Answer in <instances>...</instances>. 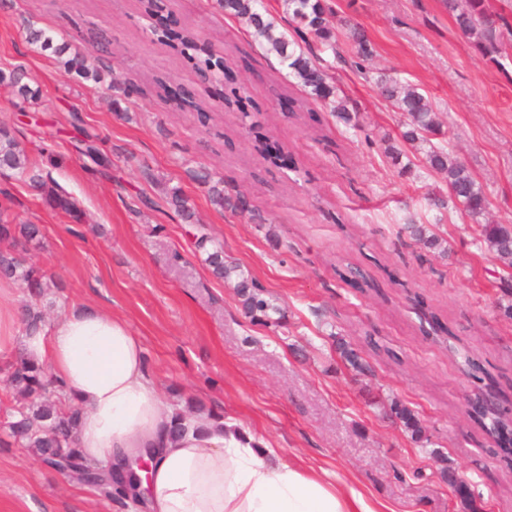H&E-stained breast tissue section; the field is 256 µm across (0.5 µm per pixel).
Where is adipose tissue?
Here are the masks:
<instances>
[{"instance_id":"obj_1","label":"adipose tissue","mask_w":512,"mask_h":512,"mask_svg":"<svg viewBox=\"0 0 512 512\" xmlns=\"http://www.w3.org/2000/svg\"><path fill=\"white\" fill-rule=\"evenodd\" d=\"M13 282L0 283V355L23 341L84 409L78 446L106 467L144 456V512H371L322 478L290 464L238 423L191 415L172 435L175 408L146 369L143 346L126 319L86 305L49 329L21 337Z\"/></svg>"}]
</instances>
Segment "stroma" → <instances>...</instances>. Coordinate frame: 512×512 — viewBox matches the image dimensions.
I'll list each match as a JSON object with an SVG mask.
<instances>
[{"mask_svg":"<svg viewBox=\"0 0 512 512\" xmlns=\"http://www.w3.org/2000/svg\"><path fill=\"white\" fill-rule=\"evenodd\" d=\"M326 4L358 24L375 53L364 74L320 55L347 123L316 103L285 111L300 96L294 78L216 0H158L152 15L140 0H0V69L24 68L37 92L25 101L0 86V129L78 210L51 209L0 169V219L42 227L24 256L48 287L17 302L48 326L83 304L125 317L165 402L239 423L373 512H512V466L463 413L477 386L455 354L473 349L512 404V320L500 312L512 303V269L481 246L442 176L404 148L406 118L375 85L385 74L419 88L440 114L437 145L483 186L489 221L512 224V35L492 61L443 0ZM30 23L87 55L100 82L64 73L27 44ZM162 23L223 55L229 74L210 76L158 42ZM168 84L192 92V106L168 98ZM86 137L94 156L76 149ZM202 166L252 212L215 209L196 178ZM174 188L281 309L280 323L253 320L212 274L167 203ZM434 196L447 207L432 206ZM411 223L439 227L447 258L412 241ZM350 266L373 288L342 280ZM425 311L448 333H430ZM337 333L359 349L362 371L337 354ZM382 397L411 409L427 442L383 414ZM4 437L0 512H115L96 487ZM446 467L468 482L472 506L441 481Z\"/></svg>","mask_w":512,"mask_h":512,"instance_id":"obj_1","label":"stroma"}]
</instances>
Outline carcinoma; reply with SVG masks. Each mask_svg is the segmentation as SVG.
<instances>
[{
    "label": "carcinoma",
    "instance_id": "obj_1",
    "mask_svg": "<svg viewBox=\"0 0 512 512\" xmlns=\"http://www.w3.org/2000/svg\"><path fill=\"white\" fill-rule=\"evenodd\" d=\"M448 10L455 14L456 24L463 34L475 39L478 50L491 57L500 54L503 44L502 26L489 10L488 0H444ZM224 15L243 20L251 29V35L260 40L266 53L273 54L285 64L290 75L296 80L308 98L333 112L344 122H349V109L344 99L338 97L333 77L320 64L316 50L322 48L333 54H339V45L333 38L328 19L325 0H282L284 23H279L267 12L262 0H217ZM293 31H288V26ZM345 30V37L351 43L353 56L366 62L373 56L374 50L365 39L360 28L346 21L338 22ZM27 42L35 49L52 51L65 72L83 79H96L97 71L88 63L86 56L71 51L63 42L55 43L54 36L42 28L33 25L27 27ZM24 75L16 70H0V84H6L22 97L32 95L28 84L23 82ZM382 94L399 112L410 118L408 128L402 138L416 150L423 153L428 167L445 176L453 199L474 220L483 217L490 201L482 186L467 167L451 158L442 147L432 143L431 137L440 133L437 113L430 103L418 92V89L400 84L398 81L382 76L378 80ZM0 169L16 172L31 186L42 190L46 188L40 173L32 166L27 154L9 133L0 129ZM199 178L209 184V200L217 209H224V181L211 182L207 172ZM47 203L55 209L68 214L75 211V203L64 191L50 190L46 194ZM168 203L181 216L190 222L193 212L187 200L179 190H173ZM409 236L415 242L429 249L446 252L442 242L435 234L427 233L423 225L411 224L407 227ZM40 234L36 224H0V237L15 244L23 239L35 240ZM483 242L487 250L499 261L512 267V225H482ZM206 262L214 276L233 284L246 312L252 318L270 322L279 309L265 297L263 288L246 273L240 265L224 260V249L219 244L212 245L207 253ZM0 274L20 282L29 295L39 297L47 284L43 271L33 263L18 258L12 251H0ZM336 351L352 368H363L362 358L344 339H336ZM468 375L482 380L484 370L475 355L467 350L457 352ZM0 373L18 396L16 405L6 410L9 421L6 427L9 436L15 441L35 451L46 460L54 457L67 472L80 475V481L98 488L106 497L128 496L125 485L120 482L102 483L92 480L99 467L90 464L76 446V427L83 409L75 404L67 409L57 401L46 397L49 385L53 381L47 368L23 355L15 361H6L0 366ZM483 401L474 407L469 416L478 420L488 433L499 441L494 453L512 462V447L501 441L512 435V417L501 408L499 396L494 391H481ZM388 413L398 420L404 429L414 438L423 439L422 428L415 414L408 407L393 402Z\"/></svg>",
    "mask_w": 512,
    "mask_h": 512
}]
</instances>
